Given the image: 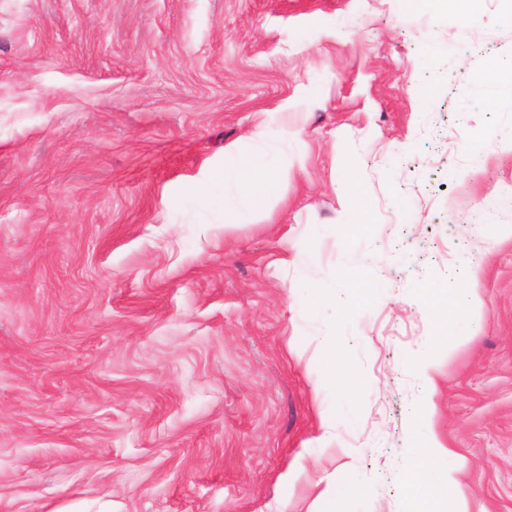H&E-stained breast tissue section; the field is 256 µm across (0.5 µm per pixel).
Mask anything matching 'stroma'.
<instances>
[{
    "mask_svg": "<svg viewBox=\"0 0 512 512\" xmlns=\"http://www.w3.org/2000/svg\"><path fill=\"white\" fill-rule=\"evenodd\" d=\"M458 12L0 0V512H411L429 400L467 512H512V0ZM259 128L288 166L225 223L192 197ZM322 354L321 368L328 378L329 384L336 389V352L337 343L335 336H327L320 344Z\"/></svg>",
    "mask_w": 512,
    "mask_h": 512,
    "instance_id": "35a3bbf8",
    "label": "stroma"
}]
</instances>
